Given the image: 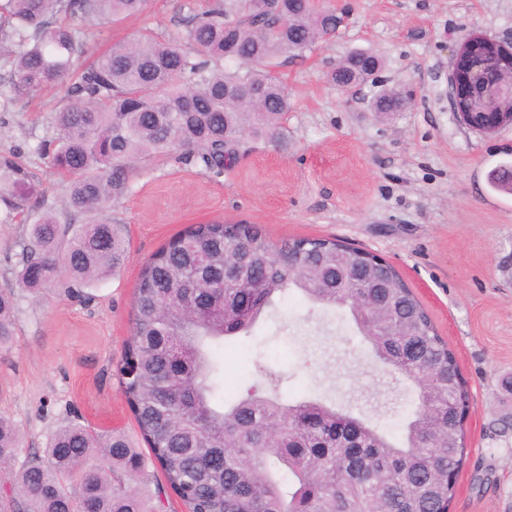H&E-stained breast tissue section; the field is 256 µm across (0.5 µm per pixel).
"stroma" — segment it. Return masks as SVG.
<instances>
[{
  "instance_id": "1",
  "label": "stroma",
  "mask_w": 512,
  "mask_h": 512,
  "mask_svg": "<svg viewBox=\"0 0 512 512\" xmlns=\"http://www.w3.org/2000/svg\"><path fill=\"white\" fill-rule=\"evenodd\" d=\"M346 20L335 39L278 58L292 93L285 140L244 138L238 161L216 176L200 166L154 161L131 194L95 213H67L73 225L106 220L129 241L125 266L84 295L49 291L15 297L14 335L0 351V415L25 446L21 469L61 426L138 431L117 367L130 334L142 264L192 225H257L274 241L336 238L379 254L403 276L455 353L471 393L469 454L449 512H512V194L488 175L512 162V127L484 137L461 125L448 97L451 53L470 32L512 37V0H331ZM200 0H150L147 12L85 28L89 56L150 29L182 32ZM384 61L386 86L408 96L399 112H373L378 89L349 92L329 73L351 50ZM66 87L29 102L0 98V153L23 152L39 190L62 206L65 190L36 146L54 135ZM27 224L0 205V289L13 284ZM262 352L287 373L289 398L326 394L353 414L399 430L418 388L384 372L361 337L292 294L255 335L217 351L220 394L247 386L248 357Z\"/></svg>"
}]
</instances>
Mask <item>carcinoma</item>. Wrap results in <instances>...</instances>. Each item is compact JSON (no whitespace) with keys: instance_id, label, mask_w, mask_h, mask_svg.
Segmentation results:
<instances>
[{"instance_id":"obj_1","label":"carcinoma","mask_w":512,"mask_h":512,"mask_svg":"<svg viewBox=\"0 0 512 512\" xmlns=\"http://www.w3.org/2000/svg\"><path fill=\"white\" fill-rule=\"evenodd\" d=\"M148 0H0V50L13 56L15 102L71 81L70 103L40 145L66 181V207L96 212L132 192L158 157L219 176L245 135L279 140L292 108L275 59L331 41L342 16L311 0H207L182 20L181 36L149 33L114 45L81 71L88 53L79 21L108 24L144 13ZM238 67L226 71L224 59ZM383 66L355 50L330 73L346 92ZM405 106L382 91L374 112ZM505 191L512 169L489 174ZM0 201L29 225L16 286L85 288L120 269L122 229L107 221L60 223L19 152L0 154ZM290 292L334 312L348 309L358 334L391 374L418 385L420 403L401 437L380 432L322 397L290 400L285 376L254 361L252 384L216 403L212 347L249 338ZM372 303L361 320L355 302ZM13 289H0V348L12 336ZM122 381L150 458L187 512H448L469 439L454 417L469 405L454 353L400 273L331 238L271 241L253 224H196L141 267ZM17 424L0 415V468L17 457ZM145 456L121 433L68 424L0 490V512H157L130 484Z\"/></svg>"}]
</instances>
